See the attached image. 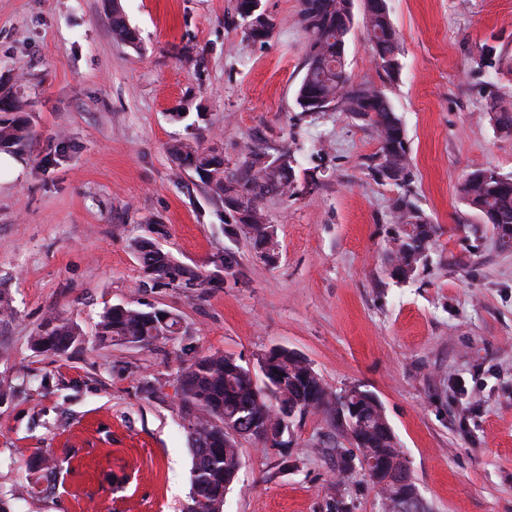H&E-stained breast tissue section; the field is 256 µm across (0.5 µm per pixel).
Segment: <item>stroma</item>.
Masks as SVG:
<instances>
[{
  "mask_svg": "<svg viewBox=\"0 0 512 512\" xmlns=\"http://www.w3.org/2000/svg\"><path fill=\"white\" fill-rule=\"evenodd\" d=\"M236 0H0V86L26 105L22 176L0 183V492L14 512H183L192 452L179 375L223 353L258 370L275 347L304 357L329 393L372 392L429 512H512V238L457 188L473 168L512 174V0H388L401 71L388 79L363 26L347 38L353 84L383 92L408 140L415 201L440 227L415 281L392 276L397 190L367 158L373 128L342 112L302 116L308 38L299 0L247 39ZM120 12L136 45L112 34ZM261 141L294 153V194L265 197L279 260L255 252L170 148L226 164ZM148 238L204 286H152L133 249ZM164 309L177 336L98 344L104 308ZM81 344L36 351L49 314ZM281 450L238 438L223 512H381L359 473L336 476L345 432L321 411ZM58 467L45 471L42 457Z\"/></svg>",
  "mask_w": 512,
  "mask_h": 512,
  "instance_id": "obj_1",
  "label": "stroma"
}]
</instances>
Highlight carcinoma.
I'll use <instances>...</instances> for the list:
<instances>
[{
	"label": "carcinoma",
	"mask_w": 512,
	"mask_h": 512,
	"mask_svg": "<svg viewBox=\"0 0 512 512\" xmlns=\"http://www.w3.org/2000/svg\"><path fill=\"white\" fill-rule=\"evenodd\" d=\"M352 11V0H300L299 23L308 35L309 52L305 74L296 93L302 112H309L305 102L314 98L335 105V111L374 127L379 147L370 157L368 168L380 181H390L398 189L394 201L395 223L406 226L391 252L392 276L400 281L415 279L429 257L428 250L437 235L425 212L413 200L411 157L405 131L389 100L378 90L350 82L344 65V47L349 29L340 17ZM363 27L376 59L385 75L394 80L400 72L398 44L400 35L394 27L386 0H363ZM0 112L12 116L0 120V150L19 147L32 138L23 115L24 104L8 88H0ZM172 154L182 169L198 176L214 199L230 209L239 198L247 200L250 217L245 226L253 247L269 246L277 252L276 232L270 229L261 201L269 195L294 190V155L287 149L275 154L254 141L245 146L234 169L212 151H202L190 143H179ZM460 197L470 206L480 205L505 219L512 220V185L483 189L465 181L458 186ZM152 240L133 243L144 268L154 283L202 280L200 273L174 263ZM179 320L165 310L142 311L124 305L107 307L100 315L95 339L100 344H133L149 347L175 335ZM82 342V333L70 320L51 315L32 338L40 352L61 353ZM281 375L269 385L256 384L249 371L231 356L213 353L195 359L180 377L182 400L188 417L192 451V492L185 512H222L224 496L237 478L240 454L235 438L253 439L263 448H276L278 442L260 432L265 425L278 426L288 421V409L302 414L323 410L343 431L355 435L350 448L336 449V467L352 474L364 469L367 459L393 458L399 449L376 431L372 403H365V418L342 421L339 417L341 396L332 395L306 360L283 349L279 354ZM384 501L385 512L397 493L394 486L380 478L372 482Z\"/></svg>",
	"instance_id": "obj_1"
}]
</instances>
